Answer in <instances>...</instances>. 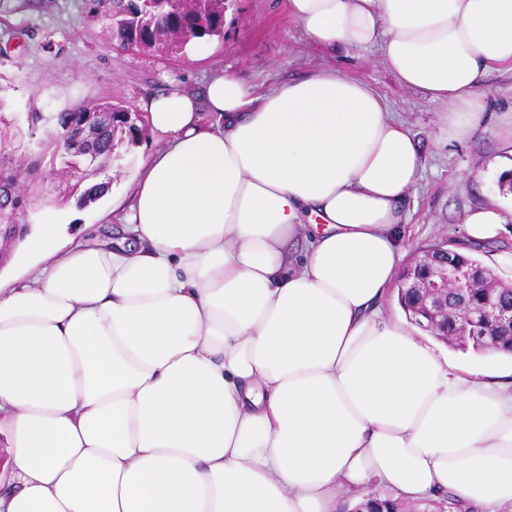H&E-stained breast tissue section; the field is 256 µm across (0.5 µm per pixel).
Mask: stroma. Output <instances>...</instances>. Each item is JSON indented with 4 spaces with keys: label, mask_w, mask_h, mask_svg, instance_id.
<instances>
[{
    "label": "stroma",
    "mask_w": 512,
    "mask_h": 512,
    "mask_svg": "<svg viewBox=\"0 0 512 512\" xmlns=\"http://www.w3.org/2000/svg\"><path fill=\"white\" fill-rule=\"evenodd\" d=\"M215 55L190 58L187 51L165 48L127 51L120 47L109 20L91 10L89 0H0V99L7 118L30 153L52 149L43 115L75 103L112 101L139 109L142 99L177 84L202 94L207 77L220 68L235 70L259 91L303 79L335 65L369 84L391 112L414 134L422 156L417 186L405 200V231L411 248L450 239L464 241L467 210L496 203L506 229L482 243L477 258L499 280L512 285V192L501 169L512 164V71L488 73L483 90L494 108L465 142H447L442 130L445 104L425 90L400 83L377 50L329 54L313 45L290 20L286 0H229ZM152 136L118 145L105 170L95 177L106 193L78 204L58 173L32 187L27 224L56 223L71 237L94 233L115 242L122 228L111 220L113 198L127 195L148 154Z\"/></svg>",
    "instance_id": "obj_1"
}]
</instances>
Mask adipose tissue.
Returning <instances> with one entry per match:
<instances>
[{"label":"adipose tissue","mask_w":512,"mask_h":512,"mask_svg":"<svg viewBox=\"0 0 512 512\" xmlns=\"http://www.w3.org/2000/svg\"><path fill=\"white\" fill-rule=\"evenodd\" d=\"M287 6L323 49H378L456 140L512 70V0ZM141 107L124 240L36 225L0 287V512H512V356L458 366L382 307L421 168L385 99L333 66L263 94L220 69Z\"/></svg>","instance_id":"obj_1"}]
</instances>
